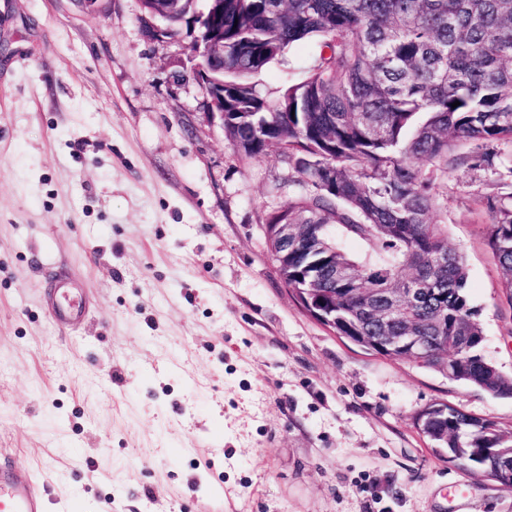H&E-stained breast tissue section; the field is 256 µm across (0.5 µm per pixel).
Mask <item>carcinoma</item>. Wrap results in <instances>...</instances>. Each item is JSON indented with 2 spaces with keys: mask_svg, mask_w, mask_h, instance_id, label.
<instances>
[{
  "mask_svg": "<svg viewBox=\"0 0 512 512\" xmlns=\"http://www.w3.org/2000/svg\"><path fill=\"white\" fill-rule=\"evenodd\" d=\"M310 40L306 76L262 93L257 78ZM460 102L457 107L452 103ZM224 137L245 157L275 149L302 192L269 224H306L288 245V284L311 282L336 304L338 336H427L420 364L492 396L512 377L480 352L482 330L446 225L432 215L448 153L461 143L512 142V0H224ZM503 165L487 151L453 158ZM490 248L512 305V205L488 203ZM336 225L364 240L341 250ZM357 281L334 280L332 264ZM413 277L441 296L397 299L383 315L352 288H405ZM424 435L465 471L512 465V432L447 404L428 407Z\"/></svg>",
  "mask_w": 512,
  "mask_h": 512,
  "instance_id": "obj_1",
  "label": "carcinoma"
}]
</instances>
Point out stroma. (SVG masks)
Here are the masks:
<instances>
[{
    "label": "stroma",
    "mask_w": 512,
    "mask_h": 512,
    "mask_svg": "<svg viewBox=\"0 0 512 512\" xmlns=\"http://www.w3.org/2000/svg\"><path fill=\"white\" fill-rule=\"evenodd\" d=\"M150 25L139 0H0V448L50 512H512V485L417 426L444 403L512 432V398L302 310L264 232L298 191L286 164L235 152L192 33ZM441 190L481 352L512 375L487 209L512 187L463 165ZM59 269L90 304L73 330L44 310Z\"/></svg>",
    "instance_id": "obj_1"
}]
</instances>
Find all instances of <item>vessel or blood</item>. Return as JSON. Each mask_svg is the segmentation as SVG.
Returning <instances> with one entry per match:
<instances>
[{
  "mask_svg": "<svg viewBox=\"0 0 512 512\" xmlns=\"http://www.w3.org/2000/svg\"><path fill=\"white\" fill-rule=\"evenodd\" d=\"M89 304L83 297H74L69 304L49 301L48 312L61 325L76 326ZM49 492L28 472L16 469L8 449L0 450V512H49Z\"/></svg>",
  "mask_w": 512,
  "mask_h": 512,
  "instance_id": "obj_1",
  "label": "vessel or blood"
}]
</instances>
